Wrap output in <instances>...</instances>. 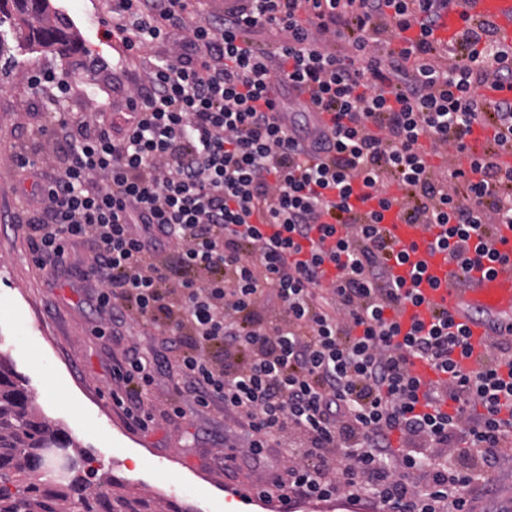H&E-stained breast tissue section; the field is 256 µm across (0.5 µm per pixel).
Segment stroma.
Listing matches in <instances>:
<instances>
[{"label":"stroma","mask_w":512,"mask_h":512,"mask_svg":"<svg viewBox=\"0 0 512 512\" xmlns=\"http://www.w3.org/2000/svg\"><path fill=\"white\" fill-rule=\"evenodd\" d=\"M51 3L79 37L66 54L30 52L15 30L0 27V39L15 59L9 68L0 57V217L21 196L11 162L16 135L36 126L35 109L47 102L42 90L25 82L26 71L40 66L66 73L84 112L100 101L112 77L111 71L88 69L94 55L109 52L96 32L111 20L112 0ZM96 290L94 282H77L70 272L50 276L38 270L24 238L0 221V354L10 357L27 380L36 412L93 450L111 473L115 491L146 500L149 512H225V487L258 483L272 475V467L242 465L226 473L224 438L236 428L217 412L197 408L183 418L157 420L146 430L128 419L112 400V368L133 338L99 335L106 321L90 308ZM22 332L40 346L47 372L68 388L66 399L42 396L44 378L31 371L16 342ZM140 456L150 463L138 470L133 460Z\"/></svg>","instance_id":"35a3bbf8"}]
</instances>
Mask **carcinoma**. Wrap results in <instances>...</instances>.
<instances>
[{
  "instance_id": "1",
  "label": "carcinoma",
  "mask_w": 512,
  "mask_h": 512,
  "mask_svg": "<svg viewBox=\"0 0 512 512\" xmlns=\"http://www.w3.org/2000/svg\"><path fill=\"white\" fill-rule=\"evenodd\" d=\"M16 29L29 46L63 51L69 25L50 0L28 7L0 0V25ZM97 458L61 428L37 415L25 379L0 355V512H145L146 501L112 491V478L92 466Z\"/></svg>"
}]
</instances>
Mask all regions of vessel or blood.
<instances>
[{"mask_svg":"<svg viewBox=\"0 0 512 512\" xmlns=\"http://www.w3.org/2000/svg\"><path fill=\"white\" fill-rule=\"evenodd\" d=\"M465 14L489 22L502 42L512 44V0H466L464 12L444 14L438 37L447 39L460 31ZM383 227L396 246L410 249L413 261L425 264L429 275L418 287L422 303L405 304L402 326L407 328L414 322L430 319L435 309H447L454 323L464 325L470 333L472 352L459 359V368L464 372L474 369L483 352L480 340L489 330L512 335V226L499 225L493 242L495 249L507 255V263L497 265L491 273H475L465 287L457 283L447 253L425 245L423 225L400 223L396 211L389 209L384 213Z\"/></svg>","mask_w":512,"mask_h":512,"instance_id":"1","label":"vessel or blood"}]
</instances>
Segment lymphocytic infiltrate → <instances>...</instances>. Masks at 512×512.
Here are the masks:
<instances>
[{"instance_id": "lymphocytic-infiltrate-1", "label": "lymphocytic infiltrate", "mask_w": 512, "mask_h": 512, "mask_svg": "<svg viewBox=\"0 0 512 512\" xmlns=\"http://www.w3.org/2000/svg\"><path fill=\"white\" fill-rule=\"evenodd\" d=\"M464 0H113L97 36L151 54L125 108L64 112L76 91L53 70L26 74L53 102L37 127L46 150L12 158L32 179L10 218L35 266L95 282L113 329L150 325L162 348L133 343L112 369V398L140 428L168 375L186 406L221 412L248 458L283 473L262 499L367 497L379 512H474L512 459V337L488 336L478 369L447 309L402 330L418 303L393 267L409 252L381 212L431 232L460 275L492 269L512 225V47L465 17ZM417 36L400 49L402 32ZM265 44H258V36ZM311 93L294 102L291 86ZM330 114L318 126L313 115ZM480 136V156L466 142ZM53 174L41 177V165ZM377 200L379 210L368 209ZM92 241L73 267L75 245ZM436 376L423 382L413 360Z\"/></svg>"}]
</instances>
